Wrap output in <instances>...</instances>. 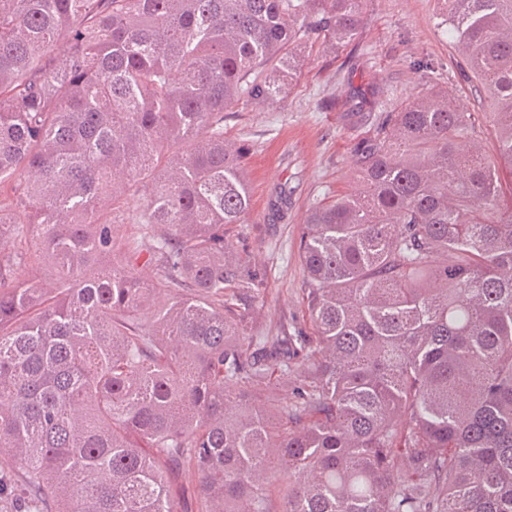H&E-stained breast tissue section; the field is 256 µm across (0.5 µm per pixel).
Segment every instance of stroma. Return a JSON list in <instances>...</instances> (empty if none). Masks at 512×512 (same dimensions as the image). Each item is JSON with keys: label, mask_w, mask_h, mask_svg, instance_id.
<instances>
[{"label": "stroma", "mask_w": 512, "mask_h": 512, "mask_svg": "<svg viewBox=\"0 0 512 512\" xmlns=\"http://www.w3.org/2000/svg\"><path fill=\"white\" fill-rule=\"evenodd\" d=\"M296 52L299 64L283 102L248 98L224 115L225 138L249 146L243 164L250 211L231 238L259 285L255 336L274 334L283 321L310 333L299 257L308 213L350 191L356 148L374 140L395 112L427 89H448L480 115L473 143H461V150L496 152L491 106L476 93L438 0H364L352 43L337 49L313 37ZM282 191L288 207L276 216L271 202Z\"/></svg>", "instance_id": "obj_1"}]
</instances>
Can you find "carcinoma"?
I'll use <instances>...</instances> for the list:
<instances>
[{
	"instance_id": "cac0c4a2",
	"label": "carcinoma",
	"mask_w": 512,
	"mask_h": 512,
	"mask_svg": "<svg viewBox=\"0 0 512 512\" xmlns=\"http://www.w3.org/2000/svg\"><path fill=\"white\" fill-rule=\"evenodd\" d=\"M363 2L0 0V454L25 512H185L187 471L200 512H512V0H441L496 157L458 150L477 118L447 92L418 96L308 216L312 334L245 347L224 113L282 101L296 43L350 44ZM300 375V368L297 367V364L292 363V367L288 369V374L283 379H277L268 389V398L275 403H288L293 400L298 388L302 384V377Z\"/></svg>"
}]
</instances>
